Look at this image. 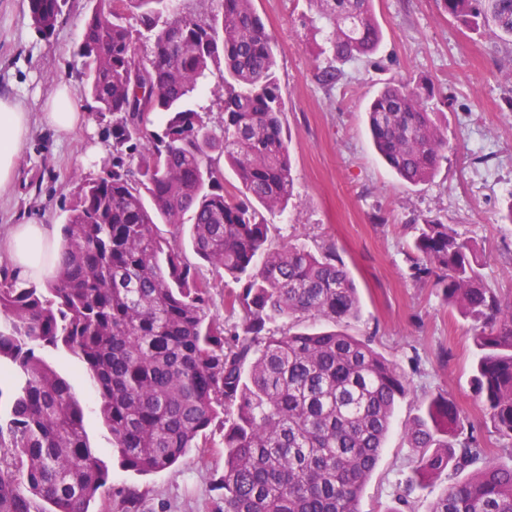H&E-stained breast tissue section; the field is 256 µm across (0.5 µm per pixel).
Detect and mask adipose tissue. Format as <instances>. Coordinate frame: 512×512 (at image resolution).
Here are the masks:
<instances>
[{
  "instance_id": "adipose-tissue-1",
  "label": "adipose tissue",
  "mask_w": 512,
  "mask_h": 512,
  "mask_svg": "<svg viewBox=\"0 0 512 512\" xmlns=\"http://www.w3.org/2000/svg\"><path fill=\"white\" fill-rule=\"evenodd\" d=\"M87 120L72 82H60L47 95L40 112H29L19 100L0 96V193L14 183L32 123L70 137ZM63 246L52 224L30 220L0 232V261H7L20 277L43 283L54 278L56 258Z\"/></svg>"
}]
</instances>
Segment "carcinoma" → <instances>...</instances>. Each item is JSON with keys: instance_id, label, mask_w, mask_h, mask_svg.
Segmentation results:
<instances>
[{"instance_id": "cac0c4a2", "label": "carcinoma", "mask_w": 512, "mask_h": 512, "mask_svg": "<svg viewBox=\"0 0 512 512\" xmlns=\"http://www.w3.org/2000/svg\"><path fill=\"white\" fill-rule=\"evenodd\" d=\"M96 3L76 55L78 92L112 136V165L75 178L64 206L54 279L38 284L0 266V367L14 388L0 408V512H89L108 470L90 445L70 382L39 355L63 350L89 376L123 468L174 465L224 430L222 512H359L396 402L410 382L370 341L341 324L359 311L357 288L333 247L273 245L256 208L294 194L276 78L277 44L252 0H216L209 12L167 16L165 0ZM373 0H310L334 64L321 84L345 79L338 64L370 57L382 31ZM464 25L512 38V0H437ZM66 0H28L32 25L56 31ZM220 130L200 94L213 76ZM163 120L150 129V115ZM377 153L405 183L431 181L448 159L440 113L425 88L398 82L369 104ZM239 187L224 189L216 158ZM190 215V224L183 218ZM171 228L160 235L158 221ZM413 269L434 278L448 307L472 325L470 382L491 433L512 445V298L492 288L475 242L453 224L416 227ZM213 270L243 283L210 314L211 283L184 244ZM290 321L288 331L272 325ZM305 319L333 325L300 330ZM410 482L469 470L428 512H512V465L490 458L442 394L405 425Z\"/></svg>"}]
</instances>
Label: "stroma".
Returning a JSON list of instances; mask_svg holds the SVG:
<instances>
[{"mask_svg":"<svg viewBox=\"0 0 512 512\" xmlns=\"http://www.w3.org/2000/svg\"><path fill=\"white\" fill-rule=\"evenodd\" d=\"M88 0H68L53 36L33 27L27 0H0V90L40 111L51 88L75 79L73 51L88 14ZM279 45L276 74L285 102L283 129L293 161L295 195L284 212L268 216L274 243L335 244L362 297L349 334L371 340L411 382L391 421L379 463L366 481L360 512H390L407 493L405 512H427L451 482V473L407 487L413 451L405 425L442 394L462 408L484 435L491 458L501 451L469 378L470 321L444 302L433 281L414 278V224L440 219L473 239L486 259L489 285L512 296V223L502 215L512 201V43L480 26L450 18L436 0H374L383 40L370 60L347 63L334 88L320 84L327 64L308 0H253ZM426 86L430 107L446 118L448 159L428 183L396 179L370 143L365 109L386 85ZM102 154L89 161L87 145ZM112 160V140L96 115L69 139L33 125L11 191L0 198V229L35 218L63 222L77 175H97ZM44 358L71 383L85 411L92 447L109 473L108 489L91 512H220L224 506V432L213 427L204 447L190 449L172 467L147 475L124 469L80 362L63 351Z\"/></svg>","mask_w":512,"mask_h":512,"instance_id":"stroma-1","label":"stroma"}]
</instances>
